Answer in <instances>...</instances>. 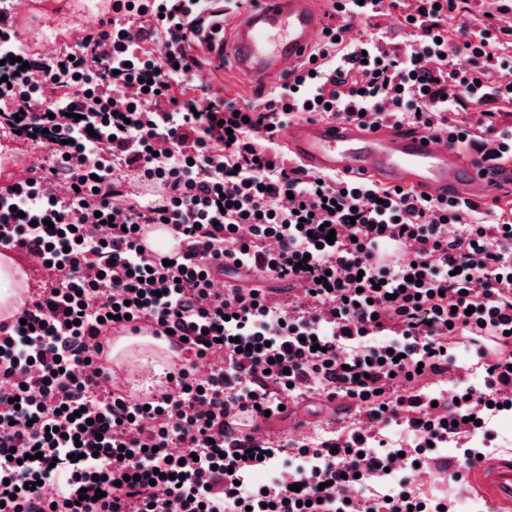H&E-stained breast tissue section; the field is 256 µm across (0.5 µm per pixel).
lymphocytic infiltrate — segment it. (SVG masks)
<instances>
[{"mask_svg":"<svg viewBox=\"0 0 512 512\" xmlns=\"http://www.w3.org/2000/svg\"><path fill=\"white\" fill-rule=\"evenodd\" d=\"M384 1L413 43L348 44ZM207 2L112 0L105 29L43 65L58 106L19 68L35 51L0 36V131L37 139L51 159L0 189V246L50 273L0 320V512H451V499L405 480L387 497L363 490L399 458L419 461L428 444L481 432L512 407V362L496 355L512 347V222L483 223L472 202L321 177L272 149L278 130L309 114L420 128L452 149L472 142L487 161L512 153L496 109L512 103V82L493 78L512 0L476 31L447 27L458 0H336L342 22L312 63L251 105L217 97L200 111L185 82L200 65L185 27ZM459 51L466 66L453 61ZM460 98L484 105L480 138L449 119ZM88 112L99 116L89 131L77 121ZM133 178L157 195L130 200ZM163 222L183 244L169 266L139 243L142 227ZM228 254L300 294L274 307L263 289L217 288ZM140 333L168 343V379L145 396L110 390L113 337ZM384 333L392 342L366 344ZM460 337L477 347L485 388L429 400L424 385L447 373ZM312 381L353 400L368 425L298 446L290 480L248 489L245 475L277 450L242 433L239 417L263 423ZM399 421L416 439L402 452L379 436Z\"/></svg>","mask_w":512,"mask_h":512,"instance_id":"1","label":"lymphocytic infiltrate"}]
</instances>
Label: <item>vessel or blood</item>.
<instances>
[{
    "mask_svg": "<svg viewBox=\"0 0 512 512\" xmlns=\"http://www.w3.org/2000/svg\"><path fill=\"white\" fill-rule=\"evenodd\" d=\"M332 12L331 0H255L226 39L220 17L206 10L192 44L210 73L229 64L247 87L267 86L307 60ZM282 144L314 174L361 175L380 187L512 208V161L461 157L449 151L445 138L426 132L305 117L289 124ZM466 479L495 512H512L511 454L480 462Z\"/></svg>",
    "mask_w": 512,
    "mask_h": 512,
    "instance_id": "vessel-or-blood-1",
    "label": "vessel or blood"
}]
</instances>
